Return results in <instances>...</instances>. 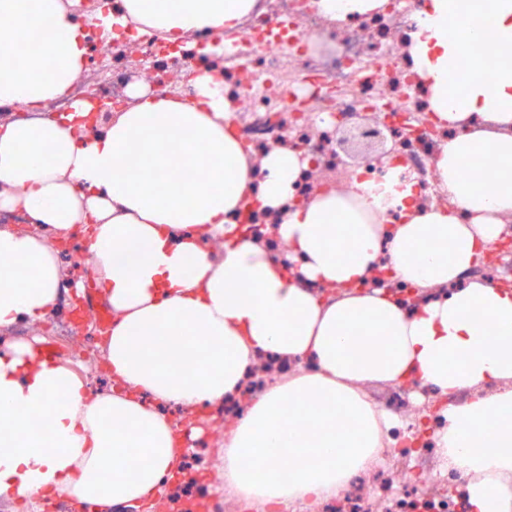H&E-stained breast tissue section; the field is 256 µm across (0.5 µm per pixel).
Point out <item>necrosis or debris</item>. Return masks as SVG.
I'll return each mask as SVG.
<instances>
[{
	"label": "necrosis or debris",
	"mask_w": 512,
	"mask_h": 512,
	"mask_svg": "<svg viewBox=\"0 0 512 512\" xmlns=\"http://www.w3.org/2000/svg\"><path fill=\"white\" fill-rule=\"evenodd\" d=\"M256 3L238 32L219 40L201 29L187 46L158 34L116 39L106 24L90 21L89 62L47 112L61 116L74 102L106 99L125 107L136 79L153 92L187 97L194 72L218 71L245 148L279 139L301 155H315L297 184V200L340 177L368 200L387 239L400 222L399 192L414 191L424 207L447 205L434 159L454 131L435 123L409 51L424 0H383L376 11L336 21L320 0ZM344 112L352 114L358 138L388 139L395 148L388 163L351 157L337 145ZM456 482L455 471L437 470L430 456L419 455L400 479L361 477L339 498L346 512H463L452 492Z\"/></svg>",
	"instance_id": "4bbe7bcc"
}]
</instances>
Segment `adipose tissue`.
<instances>
[{
  "mask_svg": "<svg viewBox=\"0 0 512 512\" xmlns=\"http://www.w3.org/2000/svg\"><path fill=\"white\" fill-rule=\"evenodd\" d=\"M78 3L0 0V103L35 111L66 92L88 62ZM253 5L116 0L108 19L116 37L179 40L236 31ZM484 40L492 53L460 78L463 53ZM411 53L435 120L462 129L437 160L451 207L403 198L391 269L447 287L512 219V0H426ZM192 85L187 100L133 82L130 105L93 132L79 109L0 124V211L33 224L0 226V329L46 319L65 280L56 244L90 225L84 251L112 309L101 352L115 383L89 393L34 342L0 352V501L75 500L92 512L176 501L201 483L184 464L203 433L197 410L221 407L270 351L313 366L257 397L226 435L229 493L252 507L308 502L366 471L393 444L394 420L364 385L415 380L445 394L498 381L503 391L445 409L437 446L465 476L470 512H512V292L474 280L408 314L384 290H359L379 254L366 206L333 188L295 203L306 161L283 146L245 151L216 78ZM485 152L492 171L466 177ZM248 194L276 214L286 259L230 223ZM307 280L343 293L321 299ZM171 404L183 424L163 413Z\"/></svg>",
  "mask_w": 512,
  "mask_h": 512,
  "instance_id": "obj_1",
  "label": "adipose tissue"
}]
</instances>
